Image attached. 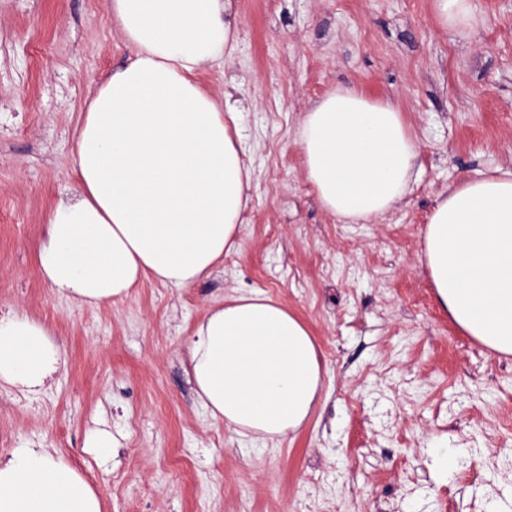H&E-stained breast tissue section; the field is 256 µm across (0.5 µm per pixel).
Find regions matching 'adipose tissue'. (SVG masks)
<instances>
[{
	"label": "adipose tissue",
	"instance_id": "1",
	"mask_svg": "<svg viewBox=\"0 0 512 512\" xmlns=\"http://www.w3.org/2000/svg\"><path fill=\"white\" fill-rule=\"evenodd\" d=\"M132 55L99 77L79 119L72 197L50 211L38 272L81 306L127 297L142 279L188 288L238 244L251 177L239 144L243 108L198 77L236 50L232 0H110ZM459 35L482 22L474 0H433ZM305 176L321 205L353 222L406 198L416 136L401 112L354 87L326 93L300 118ZM438 303L481 344L512 354V171L494 169L441 193L425 231ZM198 400L239 436L283 439L313 414L322 379L316 343L259 291L211 309L188 345ZM58 346L25 315L0 319V382L36 387ZM0 512H102L88 482L48 449L0 462Z\"/></svg>",
	"mask_w": 512,
	"mask_h": 512
}]
</instances>
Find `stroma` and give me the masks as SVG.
I'll list each match as a JSON object with an SVG mask.
<instances>
[{
  "label": "stroma",
  "instance_id": "1",
  "mask_svg": "<svg viewBox=\"0 0 512 512\" xmlns=\"http://www.w3.org/2000/svg\"><path fill=\"white\" fill-rule=\"evenodd\" d=\"M108 0H0V316L43 322L62 360L20 404L0 384V460L43 447L96 490L102 512H512V355L436 301L424 232L438 194L512 168V0H475L484 25L439 28L432 0H233L238 43L200 74L242 101L252 191L238 245L190 288L139 282L89 308L36 273L46 216L94 79L122 66ZM353 85L417 137L412 190L384 219L344 224L307 182L299 119ZM262 291L320 350L308 422L266 443L198 403L187 344L208 310ZM111 433L106 462L89 447ZM435 448H464L447 480Z\"/></svg>",
  "mask_w": 512,
  "mask_h": 512
}]
</instances>
